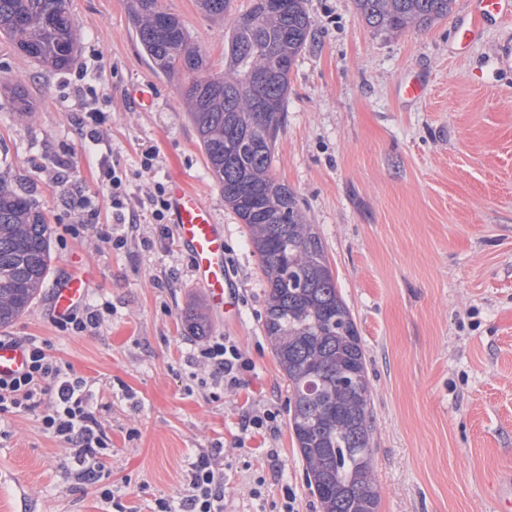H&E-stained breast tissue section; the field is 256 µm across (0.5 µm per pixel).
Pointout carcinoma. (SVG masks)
Masks as SVG:
<instances>
[{
	"mask_svg": "<svg viewBox=\"0 0 512 512\" xmlns=\"http://www.w3.org/2000/svg\"><path fill=\"white\" fill-rule=\"evenodd\" d=\"M454 0H354L378 32L428 27ZM222 19L230 0H199ZM159 0H133L130 19L146 56L166 76L195 74L207 58L183 24L163 28ZM311 21L303 0H251L224 40V73L193 78L184 94L207 167L227 204L245 224L267 283L264 332L292 388L289 425L323 512H377L372 468V415L366 358L357 325L336 287L325 248L296 195L271 175L284 123L288 76ZM0 35L42 65L61 70L82 33L67 0H0ZM0 89L21 117L33 115L23 90ZM51 270L44 213L0 180V328L40 296ZM193 331L207 313L186 315Z\"/></svg>",
	"mask_w": 512,
	"mask_h": 512,
	"instance_id": "carcinoma-1",
	"label": "carcinoma"
}]
</instances>
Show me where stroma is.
Wrapping results in <instances>:
<instances>
[{
	"mask_svg": "<svg viewBox=\"0 0 512 512\" xmlns=\"http://www.w3.org/2000/svg\"><path fill=\"white\" fill-rule=\"evenodd\" d=\"M68 4L86 37L66 70L0 38V78L21 85L36 112L21 119L0 94V175L42 210L53 254L32 310L0 338L45 341L91 381L112 439L104 463L135 512L184 495L201 448L224 471V512H279L289 490L298 512H322L289 427L288 379L264 333L261 260L206 167L182 83L144 57L128 0ZM161 4L206 53L210 74L223 73L224 34L250 0H231L224 20L196 0ZM303 6L311 31L289 74L271 174L315 225L364 345L378 512H492L490 486L512 469V14L461 48L456 28L472 19L469 0L430 27L393 35L368 27L353 0ZM90 73L86 100L106 116L99 133L130 197L181 175L224 226L236 309L210 315V333L235 340L253 362L237 391L212 396L186 364L204 339L184 313L209 300L175 239L161 238L147 214L123 249L96 238L112 206L76 121L74 89ZM415 76L426 91L409 99L402 87ZM142 83L156 91L147 111L128 96ZM148 151L157 160L146 171ZM62 162L71 177L59 183ZM79 220L86 228L72 234ZM73 265L92 274L91 298L112 307L83 335L59 331L50 314L52 290ZM267 404L279 411L277 436L242 433V415ZM69 463L41 413L14 416L0 437V512H106L94 486L67 478Z\"/></svg>",
	"mask_w": 512,
	"mask_h": 512,
	"instance_id": "1",
	"label": "stroma"
}]
</instances>
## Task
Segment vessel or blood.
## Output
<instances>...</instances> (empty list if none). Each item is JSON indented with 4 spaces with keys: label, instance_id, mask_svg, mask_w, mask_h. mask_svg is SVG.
<instances>
[{
    "label": "vessel or blood",
    "instance_id": "1",
    "mask_svg": "<svg viewBox=\"0 0 512 512\" xmlns=\"http://www.w3.org/2000/svg\"><path fill=\"white\" fill-rule=\"evenodd\" d=\"M512 6V0H472L475 15L493 20ZM178 246L191 259L195 279L208 293L211 307L223 313L231 296L228 276L229 260L224 227L219 224L210 204L182 180H173L168 190ZM93 286V277L86 271H75L54 287L51 311L62 318L80 307ZM28 361V350L19 343L0 342V379L21 374Z\"/></svg>",
    "mask_w": 512,
    "mask_h": 512
}]
</instances>
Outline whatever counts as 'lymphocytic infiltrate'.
<instances>
[{"mask_svg":"<svg viewBox=\"0 0 512 512\" xmlns=\"http://www.w3.org/2000/svg\"><path fill=\"white\" fill-rule=\"evenodd\" d=\"M99 175L112 198V223L99 234L100 241L120 249L128 233L136 229L140 211H149L155 223H164L169 210L163 185H156L138 203H131L127 177L117 164L101 160ZM29 362L19 376L0 379V418L43 411L46 429L72 448L69 472L82 482L95 485L102 500L114 512H127L112 494L111 471L103 457L112 447L107 429L91 409L93 391L89 381L77 376L69 363L48 354L42 341L29 338ZM191 365L207 368L212 388L235 390L252 369V360L233 340L216 337L188 356ZM224 473L212 453L199 452L187 473V491L177 499H161L155 512H223Z\"/></svg>","mask_w":512,"mask_h":512,"instance_id":"f902f5d3","label":"lymphocytic infiltrate"}]
</instances>
